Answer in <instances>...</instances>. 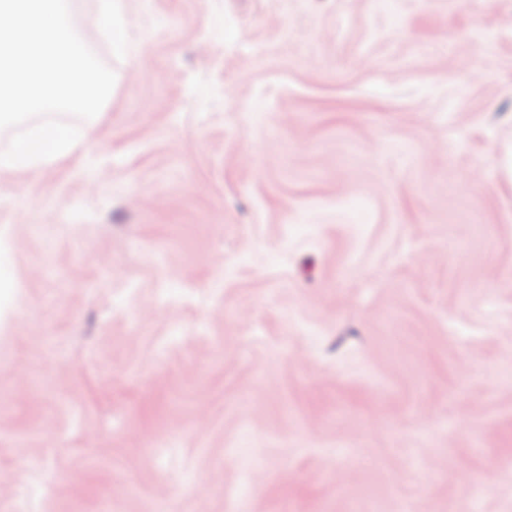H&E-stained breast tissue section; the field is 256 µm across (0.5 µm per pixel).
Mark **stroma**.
I'll use <instances>...</instances> for the list:
<instances>
[{"label":"stroma","mask_w":512,"mask_h":512,"mask_svg":"<svg viewBox=\"0 0 512 512\" xmlns=\"http://www.w3.org/2000/svg\"><path fill=\"white\" fill-rule=\"evenodd\" d=\"M124 34L0 173V512H512V0Z\"/></svg>","instance_id":"stroma-1"}]
</instances>
